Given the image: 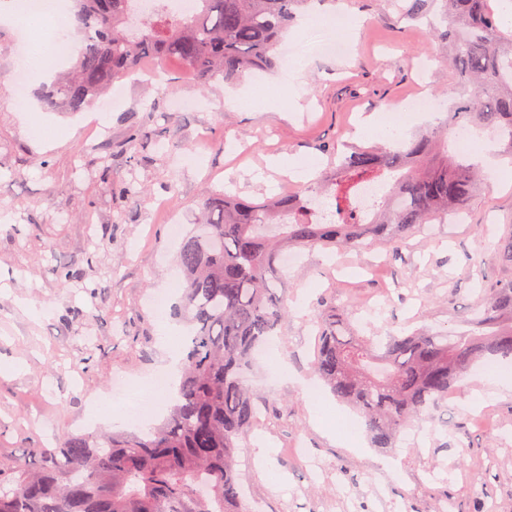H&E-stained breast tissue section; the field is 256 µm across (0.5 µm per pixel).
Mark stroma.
<instances>
[{"label":"stroma","mask_w":512,"mask_h":512,"mask_svg":"<svg viewBox=\"0 0 512 512\" xmlns=\"http://www.w3.org/2000/svg\"><path fill=\"white\" fill-rule=\"evenodd\" d=\"M337 10L367 20L343 56L322 53L329 30L300 23L285 43L303 40L289 65L238 84L198 92L191 74L171 65L162 90L127 80L68 115L46 109L32 80L24 96L0 83V469L39 461L64 435L114 427L111 380L148 382L181 350L176 306L183 286L179 242L169 218L195 223L204 191L225 189L261 200L300 191L288 173L270 169L276 154L331 170L329 145H374L358 126L424 90L451 100L452 68L432 59L425 26L397 24L388 0ZM292 87L300 109L280 95L243 107L260 87ZM196 96L192 112L172 100ZM95 116L112 144L101 172L97 143L84 126ZM141 139L128 143L130 129ZM487 183L455 223L435 237L416 232L398 249L336 254L307 250L290 269V315L257 358L251 385L262 406L247 443L270 448L245 485L247 503L263 512H512V386L472 370L461 391L429 418L413 421L394 447H372L363 419L340 405L313 374L316 316L344 309L369 336L403 330H456L485 283L512 269L477 268L473 260L512 224V171L489 160ZM79 266L83 282L61 286L56 272ZM166 297L163 309L151 299ZM81 326H73L72 316ZM480 395L481 404L466 401ZM303 444L307 458L295 452ZM397 466L388 473L384 462ZM281 481H266V471Z\"/></svg>","instance_id":"obj_1"}]
</instances>
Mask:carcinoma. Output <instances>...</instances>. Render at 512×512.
Returning a JSON list of instances; mask_svg holds the SVG:
<instances>
[{"label":"carcinoma","instance_id":"cac0c4a2","mask_svg":"<svg viewBox=\"0 0 512 512\" xmlns=\"http://www.w3.org/2000/svg\"><path fill=\"white\" fill-rule=\"evenodd\" d=\"M189 2L179 14L161 4L138 18L136 0H71L63 27L76 21L82 48L40 98L81 112L145 59L184 64L204 91L241 81L275 63L282 34L313 15L314 5L323 15L336 13V0ZM393 3L405 23L439 14L434 33L457 71L448 119L407 143L355 147L339 159L334 181L291 196L254 202L204 195L201 223L185 234L178 255L190 334L169 415L144 433L69 436L59 448L39 449L37 467L18 463L0 480V512H244L235 457L259 411L248 383L255 353L290 312L288 289L273 277L282 251L397 247L416 227L464 210L481 170L469 156L448 154L450 125L496 134L498 156L512 164V35L489 0ZM384 176L394 179L396 202L379 204L372 223H357V184ZM318 198L337 219L319 218ZM487 262L512 269V228L479 260ZM316 338L314 373L361 413L376 447L391 448L411 421L459 389L474 365L512 361V277L490 289L459 332L360 336L344 311L328 307Z\"/></svg>","mask_w":512,"mask_h":512}]
</instances>
